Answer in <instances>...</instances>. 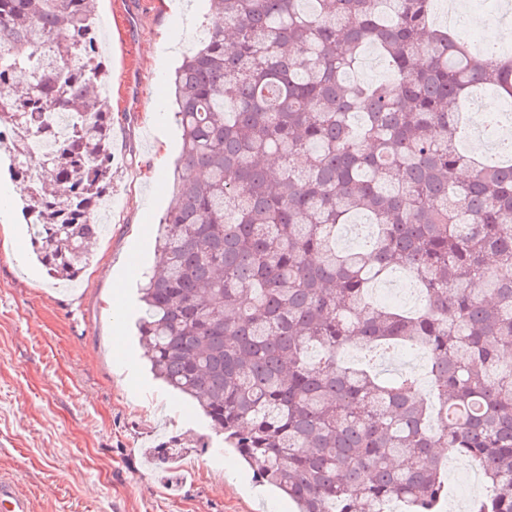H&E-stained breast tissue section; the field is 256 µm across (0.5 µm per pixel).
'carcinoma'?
<instances>
[{
	"label": "carcinoma",
	"mask_w": 512,
	"mask_h": 512,
	"mask_svg": "<svg viewBox=\"0 0 512 512\" xmlns=\"http://www.w3.org/2000/svg\"><path fill=\"white\" fill-rule=\"evenodd\" d=\"M208 2L175 75L162 264L139 283L151 373L297 512H438L437 448L481 464L471 512H512V142L459 147L474 90L512 102V53L432 25L434 0ZM95 16L94 0H0V85L27 77L0 132L23 147L37 258L67 282L112 193ZM369 47L392 80L354 79ZM400 273L415 312L371 299ZM399 348L426 353L435 400L416 372L379 369ZM183 453L176 437L150 449Z\"/></svg>",
	"instance_id": "carcinoma-1"
}]
</instances>
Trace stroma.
Returning <instances> with one entry per match:
<instances>
[{
  "label": "stroma",
  "mask_w": 512,
  "mask_h": 512,
  "mask_svg": "<svg viewBox=\"0 0 512 512\" xmlns=\"http://www.w3.org/2000/svg\"><path fill=\"white\" fill-rule=\"evenodd\" d=\"M96 6L117 137L112 214L83 277L67 283L37 261L22 199L0 223V477L32 512H294L188 401L153 379L131 332L137 284L158 261L155 226L174 204L178 44L207 4L192 0L186 17L164 0ZM117 292L126 307L116 318ZM173 436L208 447L165 475L145 451Z\"/></svg>",
  "instance_id": "stroma-1"
}]
</instances>
